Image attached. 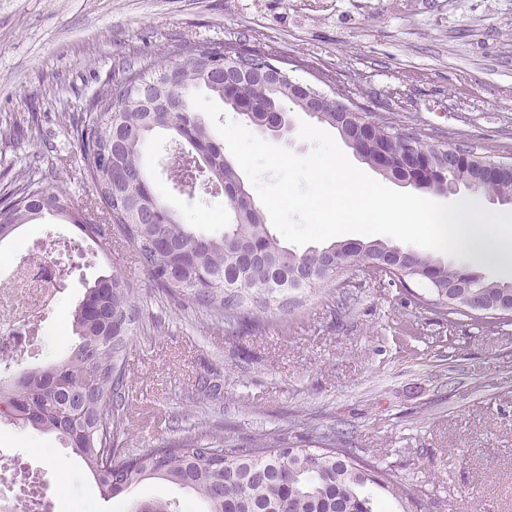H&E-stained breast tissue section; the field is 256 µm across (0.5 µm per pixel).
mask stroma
<instances>
[{
	"label": "stroma",
	"instance_id": "35a3bbf8",
	"mask_svg": "<svg viewBox=\"0 0 512 512\" xmlns=\"http://www.w3.org/2000/svg\"><path fill=\"white\" fill-rule=\"evenodd\" d=\"M229 42L299 62L297 80L329 73L337 97L367 111L512 159V0H0V187L37 167L75 208L92 206L64 116L87 111L144 55L180 60L186 44ZM176 155L167 132L152 137L147 165L166 201L185 223L221 231L223 196L167 183ZM110 249L111 260L71 272L49 321L65 322L105 267L131 279L127 452L190 432L299 448L338 433L351 453L414 484L421 512H512V323L442 322L414 304L416 284L353 267L334 287L299 291L300 305L230 329L163 294L131 244ZM203 377L214 394L201 392ZM0 443L42 466L49 488L68 476L57 512H131L157 497L198 508L155 479L104 497L72 449L29 427L0 423Z\"/></svg>",
	"mask_w": 512,
	"mask_h": 512
}]
</instances>
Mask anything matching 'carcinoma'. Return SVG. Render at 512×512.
<instances>
[{
    "instance_id": "1",
    "label": "carcinoma",
    "mask_w": 512,
    "mask_h": 512,
    "mask_svg": "<svg viewBox=\"0 0 512 512\" xmlns=\"http://www.w3.org/2000/svg\"><path fill=\"white\" fill-rule=\"evenodd\" d=\"M242 67L255 71L276 60L272 53L228 44ZM169 61L165 53L140 58L124 78L95 95L89 112L73 126L83 171L95 186L101 220L81 217L78 227L103 247L115 237L130 243L154 282L187 305L224 317L233 326L252 314L291 302L290 292L325 288L356 264L366 276L407 287L419 282L427 295L416 305L438 318L461 316L482 325L512 322L495 314L494 305L512 298V282L486 279L475 269L451 266L439 259L380 239L334 241L301 253L288 249L266 223L262 209L236 188L237 171L224 155L214 131L192 101L206 88L224 99V77L206 65L185 69L176 93L182 108L147 112L130 93L134 82L150 83ZM236 92L248 98L256 113L244 116L257 126L286 101L303 108L293 83L268 85L238 80ZM317 121L335 128L361 161L386 179L406 180L435 192L451 184L474 194H489L512 204V170L499 176L490 161L429 134L405 131L374 112H322ZM158 129L184 141L187 148L171 168L172 179L194 189L197 178L224 189L232 223L217 233L183 222L167 203L144 163L149 138ZM112 156V164L105 162ZM49 214L73 222L68 193L49 189L35 175L23 177L0 196V241L19 226ZM461 283L471 301L486 314L448 302V285ZM139 313L135 288L124 276L109 272L87 286L71 313L75 343L59 361L27 370L0 371V420L53 434L81 457L103 496L114 498L134 485L158 479L193 494L199 512H418L416 489L391 469L339 447L336 437L318 436L314 448H286L281 441L253 448L230 445L220 437L185 436L173 443L128 456L120 448L125 434L126 364L130 336ZM138 512H183L172 499L135 505Z\"/></svg>"
}]
</instances>
